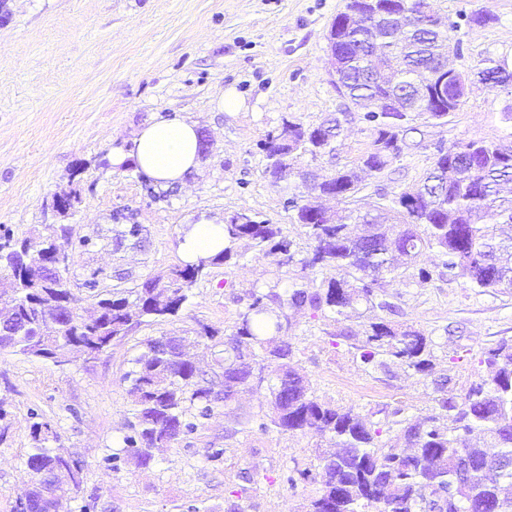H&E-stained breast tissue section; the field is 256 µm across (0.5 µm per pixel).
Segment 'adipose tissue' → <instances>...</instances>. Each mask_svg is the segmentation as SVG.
I'll return each instance as SVG.
<instances>
[{
    "mask_svg": "<svg viewBox=\"0 0 512 512\" xmlns=\"http://www.w3.org/2000/svg\"><path fill=\"white\" fill-rule=\"evenodd\" d=\"M201 144L194 123L161 120L143 127L129 148L112 156L116 165L132 164L136 171L159 185L183 181L199 162ZM224 248V227L209 219L187 225L180 250L185 262L219 254Z\"/></svg>",
    "mask_w": 512,
    "mask_h": 512,
    "instance_id": "adipose-tissue-1",
    "label": "adipose tissue"
}]
</instances>
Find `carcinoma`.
I'll list each match as a JSON object with an SVG mask.
<instances>
[{"label": "carcinoma", "instance_id": "obj_1", "mask_svg": "<svg viewBox=\"0 0 512 512\" xmlns=\"http://www.w3.org/2000/svg\"><path fill=\"white\" fill-rule=\"evenodd\" d=\"M411 12L429 7L428 0H391L386 14L371 27H350L346 11L361 6V0H347L346 10L332 20L336 36L342 85L339 95L358 105L368 97L380 101L402 95L415 104L407 112H364L372 140L362 157L360 169L381 172L403 150V132L413 116L434 121L459 109L467 95L470 78L458 72L448 80L454 88L451 105L434 97L436 75L444 56L442 47L461 52V44L448 29H418L400 4ZM399 32L398 40L390 39ZM373 42L377 57L397 73L394 84L372 78V59L367 42ZM493 79L491 87L512 95V70L490 62L481 80ZM341 134L337 117H326L317 125L284 118L262 143L264 174L274 182L298 177L307 194L288 200L311 244V256L303 269H329L336 276L314 289L293 286L286 294L255 289L250 302L239 314L230 334L224 337V397L199 381L197 367L185 351L186 338L165 337L163 349L157 339L147 341L151 357L136 361L125 379L135 407V421L129 424L123 448L112 460L147 467L153 449L168 447L192 435L200 418H207L221 399L230 400L233 388L245 386L251 373L270 370L276 382L269 386L273 413L259 424L266 431L312 430L329 437L338 451L323 458V488L307 505L306 512H512V496L503 494L502 483L512 484V467L489 469L492 456L512 461V343L505 341L484 352L483 363L490 368L486 378L469 386L458 400L441 397L439 412L415 424L401 426L396 442L380 440L382 429L364 421L352 411L320 401L310 391L304 376L291 365V347L269 337L288 320L287 310L311 314L344 313L359 300L372 303L383 287L384 275L409 264L424 250H437L448 274L466 279L475 288H512V195L504 186L512 183V145L470 138L449 147L439 145L433 169L417 186L401 191L393 207L369 204L339 214L319 209L324 195L338 200L355 197L360 176L355 168H341L321 178L307 176L299 168L304 155L321 158L336 150ZM226 245L220 254L193 264L174 267L165 285L148 279L141 287L115 289L97 300L98 310L90 318L80 312L65 314L58 302L72 296L66 274L47 275L31 266L20 246L0 245V350L10 349L28 358L65 366L64 352L94 359L145 322H160L178 314L189 293L210 275L211 267L228 263L235 245L250 240L268 254H284L291 243L275 224L255 220L239 211L224 224ZM360 363L367 369L386 366L384 358H397L416 373L434 370L431 341L418 330L394 328L385 321L372 322L365 339L356 346ZM195 406L190 413L186 404ZM475 430L487 434L498 451L491 454L467 436ZM34 446L25 460L34 482L28 492L35 512H44L42 502L52 497L54 512H65L71 495L83 484L78 465L64 466L66 456L48 447L57 433L47 423H35L31 431ZM467 456L474 475L461 480L458 451ZM464 482L465 492L436 501L432 494L456 488Z\"/></svg>", "mask_w": 512, "mask_h": 512}]
</instances>
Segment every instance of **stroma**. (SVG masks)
Segmentation results:
<instances>
[{"label":"stroma","mask_w":512,"mask_h":512,"mask_svg":"<svg viewBox=\"0 0 512 512\" xmlns=\"http://www.w3.org/2000/svg\"><path fill=\"white\" fill-rule=\"evenodd\" d=\"M347 0H5L0 6V238L20 241L47 223L65 224L75 254L68 278L82 307L112 289L166 278L181 264L186 225L224 220L245 210L281 225L293 259L280 263L248 242L213 267L179 313L135 327L92 362L59 368L0 351V512H16L33 484L24 461L31 427L50 423L63 448L83 469L82 492L70 512L96 499V512H305L321 488L318 456L325 438L312 432L260 430L272 411L262 386L216 403L196 432L154 452L149 467L112 464L135 410L124 379L147 339L195 337L208 326L230 332L253 289L285 292L303 281L301 261L311 247L286 208L296 180L271 182L260 143L283 117L308 125L347 112L336 154L300 159L302 169L328 174L358 166L371 141L360 108H348L326 69V34ZM441 20L456 22L462 53L454 66L474 75L486 59L512 70V0H430ZM472 13L484 24L468 22ZM240 106L219 111L223 91ZM512 97L474 81L464 104L441 121L417 119L404 134L401 156L379 173L362 175L360 196L390 203L431 168L437 145L471 137L512 143L502 112ZM194 122L207 149L183 182L161 187L112 154L131 144L148 123ZM78 191L82 202L52 213L55 195ZM138 236L116 244L125 223ZM443 258L423 251L407 274L386 279L380 299L395 305L391 322L412 327L433 344L435 368L422 375L401 361L367 371L356 347L380 308L358 303L349 316L293 314L281 341L311 392L330 405L386 425L391 413L408 422L433 413L439 394L459 396L486 375L479 359L512 340V293L471 287L449 276ZM426 270L428 282L417 273ZM203 340L192 352L202 379L224 380V347ZM222 449L219 460L210 449Z\"/></svg>","instance_id":"obj_1"}]
</instances>
